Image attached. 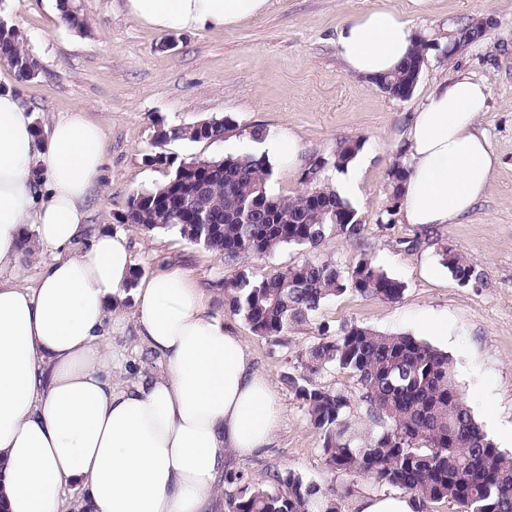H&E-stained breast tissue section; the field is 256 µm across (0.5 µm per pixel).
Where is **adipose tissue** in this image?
<instances>
[{"instance_id": "obj_1", "label": "adipose tissue", "mask_w": 512, "mask_h": 512, "mask_svg": "<svg viewBox=\"0 0 512 512\" xmlns=\"http://www.w3.org/2000/svg\"><path fill=\"white\" fill-rule=\"evenodd\" d=\"M269 0H123L160 32L224 29L262 15ZM416 40L396 11L343 23L346 70L373 79ZM485 80L439 81L406 132V223H462L499 164L477 119ZM11 91H0V512H212L228 452L271 445L275 392L241 338L175 268L131 283L124 236L85 240L88 198L104 162L101 126L66 112L45 137ZM52 252L36 286L15 276L23 249ZM133 298L141 340L163 372L120 387L104 348L113 307Z\"/></svg>"}]
</instances>
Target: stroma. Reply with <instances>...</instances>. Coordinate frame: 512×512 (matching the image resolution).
<instances>
[{
  "label": "stroma",
  "instance_id": "obj_1",
  "mask_svg": "<svg viewBox=\"0 0 512 512\" xmlns=\"http://www.w3.org/2000/svg\"><path fill=\"white\" fill-rule=\"evenodd\" d=\"M1 12L22 33L41 65L38 77L21 83L0 62V88L11 86L35 120L49 125L58 114L81 110L104 134V165L89 203L91 233H117L130 244L135 268L148 275L169 268L187 271L211 310L227 316L257 369L266 373L282 406L269 448L240 458L227 454L217 512L243 488L267 487L273 471L294 470L320 483L330 475L319 452V431L282 382L297 355L317 338L319 326L354 323L383 334H409L448 354L453 375L476 421L502 451L512 454V0H270L267 12L221 31L160 33L127 17L120 0H83L87 26L78 31L59 21V0H0ZM385 6L397 11L435 48L424 57L411 99L384 93L375 83L345 71L336 55V30L347 20ZM486 20L481 41L442 59L460 23ZM466 71L487 81L489 108L478 125L500 160L485 196L460 224L430 229L406 223L402 212L386 215L388 172L405 142L407 124L438 80ZM225 120L222 139L172 140L156 145L159 128ZM262 138L297 139L295 160L270 157V191L292 196L315 160L325 178L345 141L362 144L365 162L359 195L351 203L366 225L364 245L376 264L405 286L394 302L348 292L329 299L313 322L274 345L256 336L239 316L226 314L224 284L246 267L276 275L303 259L346 262L355 248L329 235L315 249L285 246L274 254L225 264L174 232H146L124 224L127 197L165 181L170 170L145 161L162 150L176 161L221 159L257 149ZM459 250L477 277L462 286L442 265V248ZM430 318L447 321L448 333L427 332ZM112 350L113 381L124 385L160 372L164 362L148 354L132 304L114 312L105 339Z\"/></svg>",
  "mask_w": 512,
  "mask_h": 512
}]
</instances>
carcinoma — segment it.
Instances as JSON below:
<instances>
[{"instance_id":"1","label":"carcinoma","mask_w":512,"mask_h":512,"mask_svg":"<svg viewBox=\"0 0 512 512\" xmlns=\"http://www.w3.org/2000/svg\"><path fill=\"white\" fill-rule=\"evenodd\" d=\"M63 24L82 29L79 6L62 3ZM430 44L420 39L393 72L379 77L394 98L414 92L421 62ZM0 59L27 82L39 73L16 25L0 29ZM225 122L212 119L202 128H160L156 143L190 139L219 140ZM361 148L357 141L336 150L332 166L341 168ZM153 164L173 168L166 183L129 195L120 222L148 232L174 231L228 264L262 258L284 246L319 247L333 232L358 245L365 224L334 188L321 180L327 165H316L303 192L286 197L268 189L271 165L264 156L224 158V168L195 171L163 153L148 156ZM386 212L402 200L406 177L403 152L389 170ZM443 264L458 282H471L475 271L452 249ZM405 286L388 276L359 250L348 264L305 259L272 277L243 270L224 287V306L240 315L262 338L281 339L311 322L330 298L346 292L395 301ZM296 372L283 377L302 401L307 423L322 436L321 453L332 475L322 484L299 472L273 475L268 488L242 489L227 500L228 512H341L343 494L336 480L369 476L380 485L413 494L423 509L448 502L456 512H512V455L503 452L473 418L454 378L447 354L409 335H383L357 324L331 333L324 327L317 341L297 356ZM329 369L352 374L371 428L352 424L351 397L320 387L313 376Z\"/></svg>"}]
</instances>
